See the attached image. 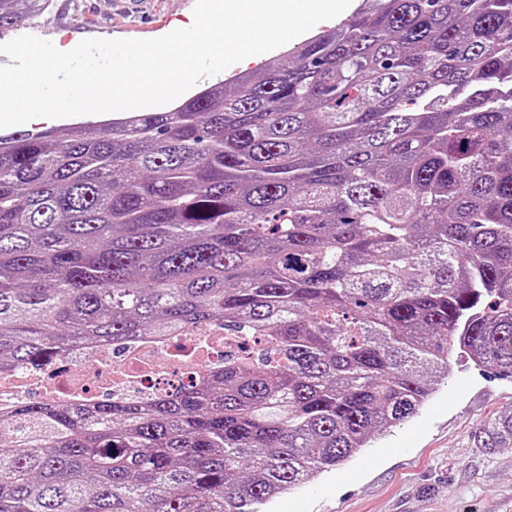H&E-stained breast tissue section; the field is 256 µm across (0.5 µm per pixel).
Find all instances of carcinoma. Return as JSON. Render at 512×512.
Listing matches in <instances>:
<instances>
[{"mask_svg": "<svg viewBox=\"0 0 512 512\" xmlns=\"http://www.w3.org/2000/svg\"><path fill=\"white\" fill-rule=\"evenodd\" d=\"M216 323L276 364L0 415V512H262L454 350L512 374V0H364L170 110L0 135V374Z\"/></svg>", "mask_w": 512, "mask_h": 512, "instance_id": "1", "label": "carcinoma"}]
</instances>
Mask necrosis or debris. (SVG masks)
Here are the masks:
<instances>
[{"instance_id":"necrosis-or-debris-1","label":"necrosis or debris","mask_w":512,"mask_h":512,"mask_svg":"<svg viewBox=\"0 0 512 512\" xmlns=\"http://www.w3.org/2000/svg\"><path fill=\"white\" fill-rule=\"evenodd\" d=\"M250 338H227L222 328L186 330L173 336L145 337L119 347L82 346L43 366L0 376V410L16 405L30 391L47 401L91 406L111 400L150 401L200 383L222 369L229 357L248 354Z\"/></svg>"}]
</instances>
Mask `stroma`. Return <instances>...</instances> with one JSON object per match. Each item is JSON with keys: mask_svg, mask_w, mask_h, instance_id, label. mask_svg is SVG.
Returning a JSON list of instances; mask_svg holds the SVG:
<instances>
[{"mask_svg": "<svg viewBox=\"0 0 512 512\" xmlns=\"http://www.w3.org/2000/svg\"><path fill=\"white\" fill-rule=\"evenodd\" d=\"M196 0H145L132 14L114 0H54L49 15L0 31V44L40 30L62 51L85 39H149L193 20ZM512 411V377L453 356L418 414L264 512H512V448L488 453L474 436Z\"/></svg>", "mask_w": 512, "mask_h": 512, "instance_id": "1", "label": "stroma"}]
</instances>
